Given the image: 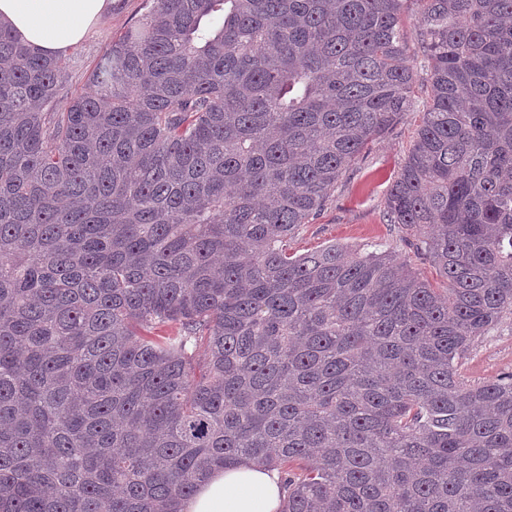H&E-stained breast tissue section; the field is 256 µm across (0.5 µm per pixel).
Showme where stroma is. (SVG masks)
I'll return each instance as SVG.
<instances>
[{"mask_svg": "<svg viewBox=\"0 0 512 512\" xmlns=\"http://www.w3.org/2000/svg\"><path fill=\"white\" fill-rule=\"evenodd\" d=\"M145 11V0H116L111 14L93 27L81 44L65 54L69 95L86 90L94 63L112 38L123 33ZM428 92L427 81L419 80L408 114L382 137L365 145L342 173L322 209L296 230L289 243L291 252L303 254L330 243L353 250L388 251L407 260L412 271L433 287H441L442 281L431 262L418 255L399 226L387 223L385 218L387 190L413 144ZM460 371L471 383L512 372V316L469 350Z\"/></svg>", "mask_w": 512, "mask_h": 512, "instance_id": "stroma-1", "label": "stroma"}]
</instances>
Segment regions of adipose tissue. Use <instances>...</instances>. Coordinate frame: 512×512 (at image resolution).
<instances>
[{
  "label": "adipose tissue",
  "mask_w": 512,
  "mask_h": 512,
  "mask_svg": "<svg viewBox=\"0 0 512 512\" xmlns=\"http://www.w3.org/2000/svg\"><path fill=\"white\" fill-rule=\"evenodd\" d=\"M113 0H0V25L32 53L62 55L111 14ZM285 491L277 469L245 461L214 471L182 501L180 512H282Z\"/></svg>",
  "instance_id": "obj_1"
}]
</instances>
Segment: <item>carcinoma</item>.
Returning a JSON list of instances; mask_svg holds the SVG:
<instances>
[{"label": "carcinoma", "mask_w": 512, "mask_h": 512, "mask_svg": "<svg viewBox=\"0 0 512 512\" xmlns=\"http://www.w3.org/2000/svg\"><path fill=\"white\" fill-rule=\"evenodd\" d=\"M404 2L147 0L63 107L0 28V512H179L245 460L284 512H512V373L460 372L512 314V0H414L385 211L445 291L288 249L410 106Z\"/></svg>", "instance_id": "carcinoma-1"}]
</instances>
